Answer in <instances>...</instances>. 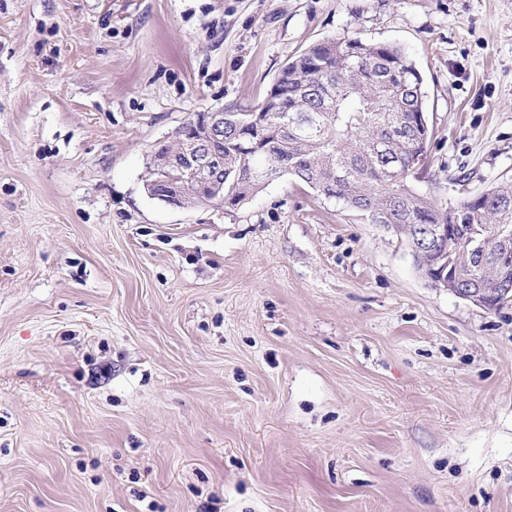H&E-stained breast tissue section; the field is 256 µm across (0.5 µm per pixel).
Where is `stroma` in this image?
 <instances>
[{"label": "stroma", "instance_id": "1", "mask_svg": "<svg viewBox=\"0 0 512 512\" xmlns=\"http://www.w3.org/2000/svg\"><path fill=\"white\" fill-rule=\"evenodd\" d=\"M344 32L421 74L412 188L512 180V0H0V512H512V302L287 174L146 191Z\"/></svg>", "mask_w": 512, "mask_h": 512}]
</instances>
